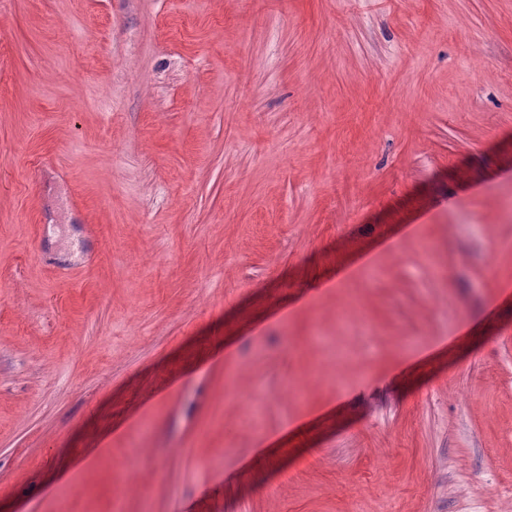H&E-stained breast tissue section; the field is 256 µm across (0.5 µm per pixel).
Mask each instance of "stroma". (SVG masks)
Wrapping results in <instances>:
<instances>
[{"instance_id": "obj_1", "label": "stroma", "mask_w": 512, "mask_h": 512, "mask_svg": "<svg viewBox=\"0 0 512 512\" xmlns=\"http://www.w3.org/2000/svg\"><path fill=\"white\" fill-rule=\"evenodd\" d=\"M64 499L512 512V0H0V512Z\"/></svg>"}]
</instances>
